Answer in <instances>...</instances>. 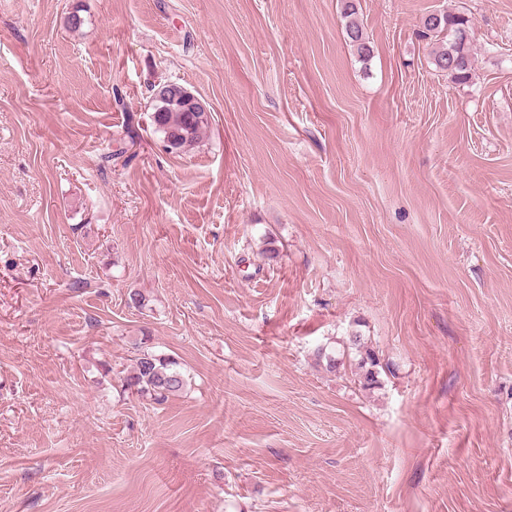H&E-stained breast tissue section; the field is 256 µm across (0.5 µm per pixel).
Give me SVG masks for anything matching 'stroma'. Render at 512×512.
Returning a JSON list of instances; mask_svg holds the SVG:
<instances>
[{
	"label": "stroma",
	"mask_w": 512,
	"mask_h": 512,
	"mask_svg": "<svg viewBox=\"0 0 512 512\" xmlns=\"http://www.w3.org/2000/svg\"><path fill=\"white\" fill-rule=\"evenodd\" d=\"M358 12L365 61L339 0H0V512H512V0ZM355 334L371 390L315 357ZM341 19L346 37L358 56L362 59L369 57L371 49L358 18L356 0H341ZM421 26L423 36L432 42L431 63L435 70L447 75L455 85L472 84L476 71L470 20L450 10H438L424 15ZM461 28L469 31V37L457 46V32ZM187 100L197 112L187 110L177 102L155 100L151 94L152 125L171 153L183 154L194 150L210 131L211 103L194 94ZM348 341L349 349H355L361 354L357 363V369L359 370V373L357 374L361 379H363V382L361 380V383L364 387H374L378 383L377 377L379 375V371L377 370V367L381 366L378 357L373 350L368 349V347L365 346L362 336H350ZM361 349H365L364 355H362ZM119 376L124 391L149 395L158 403L180 394L186 376L179 364L169 356L157 354L149 347L141 350L130 370Z\"/></svg>",
	"instance_id": "stroma-1"
}]
</instances>
